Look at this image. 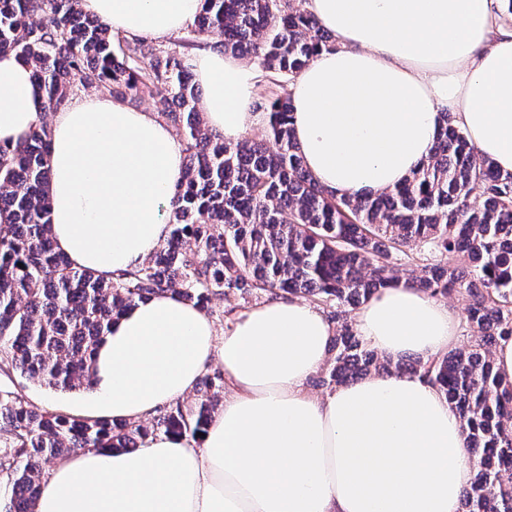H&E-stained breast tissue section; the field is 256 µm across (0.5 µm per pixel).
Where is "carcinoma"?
<instances>
[{"label":"carcinoma","instance_id":"carcinoma-1","mask_svg":"<svg viewBox=\"0 0 512 512\" xmlns=\"http://www.w3.org/2000/svg\"><path fill=\"white\" fill-rule=\"evenodd\" d=\"M195 38L260 61L255 108L266 138L235 144L203 122L189 63L195 42L162 48L112 32L81 0H0V53L32 66L45 112L74 83L133 104L162 89L158 117L185 154L167 202L170 235L144 264L105 280L71 266L51 237L49 133L45 119L14 148L0 147V370H18L59 391L89 389L94 352L112 322L141 300L174 292L208 311L212 297L308 295L335 324L333 357L318 377L329 388L371 372L418 376L457 413L474 477L462 512H512V381L492 348L512 337V172L475 151L446 112L431 156L403 183L374 195L332 192L307 168L282 93L336 39L292 0H204ZM461 257L423 274L404 272L424 252ZM466 302L464 347L394 363L357 335L345 313L400 283ZM224 387L206 373L190 404L148 422L87 419L0 396V438L14 473L3 512H33L42 463L90 449L126 450L160 434L201 440Z\"/></svg>","mask_w":512,"mask_h":512}]
</instances>
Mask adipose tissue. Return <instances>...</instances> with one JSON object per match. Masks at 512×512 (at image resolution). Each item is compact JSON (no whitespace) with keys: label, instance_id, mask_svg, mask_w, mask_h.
I'll return each mask as SVG.
<instances>
[{"label":"adipose tissue","instance_id":"obj_1","mask_svg":"<svg viewBox=\"0 0 512 512\" xmlns=\"http://www.w3.org/2000/svg\"><path fill=\"white\" fill-rule=\"evenodd\" d=\"M203 0H82L113 31L163 39L186 29ZM332 32L290 86L293 132L328 190L364 196L394 187L432 150L452 113L478 153L512 171V27L495 0H307ZM207 125L235 143L258 125L255 72L195 50ZM31 67L0 54V145L38 124ZM51 131L52 236L73 267L104 278L166 241L161 211L184 153L155 113L98 94L69 101ZM459 318L420 290L387 288L356 329L400 360L447 349ZM334 325L309 303L275 298L218 334L193 303L164 293L137 302L95 356L73 414L141 421L184 399L219 366L231 393L200 443L173 435L137 449L66 457L41 482L36 512H459L473 471L460 421L421 378L381 373L309 393Z\"/></svg>","mask_w":512,"mask_h":512}]
</instances>
